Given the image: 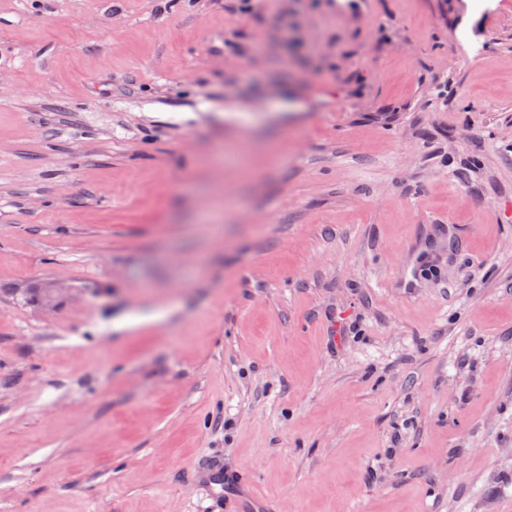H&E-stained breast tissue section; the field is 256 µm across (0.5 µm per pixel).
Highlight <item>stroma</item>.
Wrapping results in <instances>:
<instances>
[{"mask_svg": "<svg viewBox=\"0 0 512 512\" xmlns=\"http://www.w3.org/2000/svg\"><path fill=\"white\" fill-rule=\"evenodd\" d=\"M224 471L512 512V0H0V512Z\"/></svg>", "mask_w": 512, "mask_h": 512, "instance_id": "1", "label": "stroma"}]
</instances>
